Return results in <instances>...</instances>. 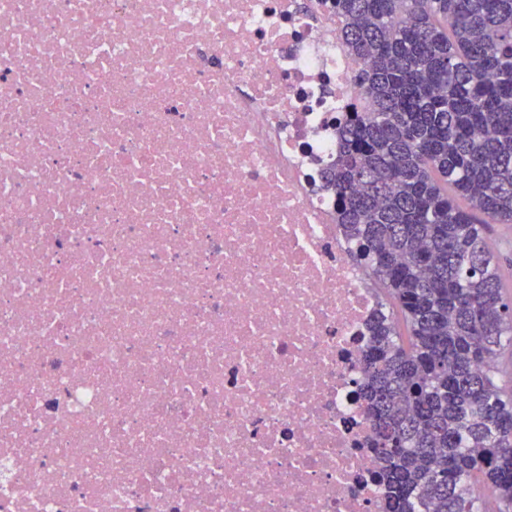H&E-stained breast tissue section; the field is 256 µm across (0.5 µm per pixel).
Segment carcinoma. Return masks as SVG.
Returning <instances> with one entry per match:
<instances>
[{"mask_svg": "<svg viewBox=\"0 0 512 512\" xmlns=\"http://www.w3.org/2000/svg\"><path fill=\"white\" fill-rule=\"evenodd\" d=\"M332 2L365 105L322 177L392 306L358 388L390 512H512V304L483 238L512 224V0Z\"/></svg>", "mask_w": 512, "mask_h": 512, "instance_id": "carcinoma-1", "label": "carcinoma"}]
</instances>
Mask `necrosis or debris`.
I'll use <instances>...</instances> for the list:
<instances>
[{
    "mask_svg": "<svg viewBox=\"0 0 512 512\" xmlns=\"http://www.w3.org/2000/svg\"><path fill=\"white\" fill-rule=\"evenodd\" d=\"M362 66L318 0H0V512H382Z\"/></svg>",
    "mask_w": 512,
    "mask_h": 512,
    "instance_id": "necrosis-or-debris-1",
    "label": "necrosis or debris"
}]
</instances>
